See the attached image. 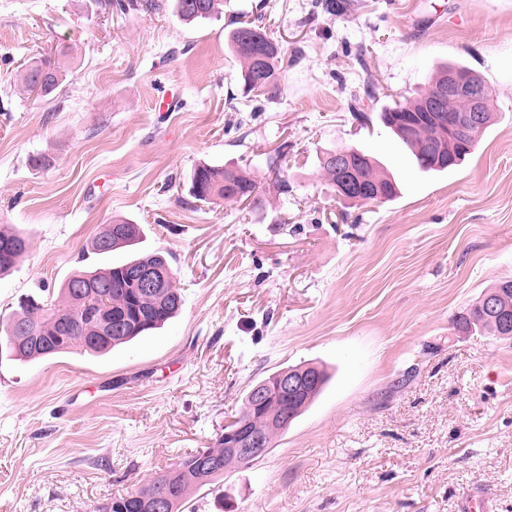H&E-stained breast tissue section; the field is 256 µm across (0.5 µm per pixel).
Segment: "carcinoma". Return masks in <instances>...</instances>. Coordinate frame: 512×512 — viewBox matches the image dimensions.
Segmentation results:
<instances>
[{
    "mask_svg": "<svg viewBox=\"0 0 512 512\" xmlns=\"http://www.w3.org/2000/svg\"><path fill=\"white\" fill-rule=\"evenodd\" d=\"M318 6L333 17L348 16L355 11V0H319ZM224 0H176L175 8L185 21L211 19L222 13ZM262 17L253 21H240L228 33V45L241 64V80L246 92L273 94L278 91L282 78L283 50L271 40L260 25ZM456 69L469 74L471 70L459 63L444 65L439 73L417 96L383 109L379 114L382 124L391 130L414 155L417 165L424 171H444L459 164L475 149L478 139L468 142L457 134L443 129L440 132L428 123L415 120L414 113L423 111V103L435 89L447 83L448 70ZM62 77L56 69L39 65L27 68L21 76V85L27 92L42 97L56 94ZM352 156L364 157L362 165L355 169L357 177L378 187L377 197L351 198L349 202L360 204L384 203L398 193L394 178L381 170L374 158H366L359 149H346ZM336 151L323 153L319 159L321 175L337 185L343 174L336 171L332 156ZM191 195L200 203L214 199L241 202L257 198V184L245 171L224 166L200 165L192 175ZM142 236L139 224L115 220L105 225L91 240L89 251L97 256L137 244ZM109 239L107 249L102 250L98 241ZM31 248L30 239L20 231L0 229V277L13 273ZM167 259L162 251L117 263L105 269L80 272L73 275L61 288L65 306L60 308L49 301L29 298L18 302V309L7 324L0 326V347L8 354L25 362L48 359L58 353L73 349L96 354H106L140 336L163 327L177 316L184 305L181 289L176 286L160 288L150 294H137L134 277ZM82 284L92 288L94 296H106L112 301V315L130 313L125 330L112 336L98 334L99 326L90 314L73 318L72 310L80 296L75 286ZM493 296L499 308L512 316V280L500 281L452 317L458 335L474 334L511 340L512 327L505 328L500 319L486 311L485 298ZM304 372L311 377L308 386L294 399L285 398L278 392L275 378L264 380L265 402L255 408L250 396H245L236 417L235 425H248L265 441V453L275 447L276 439L301 416L324 390L328 377L315 363L288 366L284 371ZM254 464L224 454L223 434H218L214 445L185 456L175 467L163 471L149 480L137 484L124 495L110 499L97 507L95 512H153L151 504L157 500L166 503L165 512H180L194 489L206 486L235 468Z\"/></svg>",
    "mask_w": 512,
    "mask_h": 512,
    "instance_id": "carcinoma-1",
    "label": "carcinoma"
}]
</instances>
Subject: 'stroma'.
I'll use <instances>...</instances> for the list:
<instances>
[{
    "label": "stroma",
    "instance_id": "stroma-1",
    "mask_svg": "<svg viewBox=\"0 0 512 512\" xmlns=\"http://www.w3.org/2000/svg\"><path fill=\"white\" fill-rule=\"evenodd\" d=\"M150 2L0 0V225L33 244L0 280V320L124 260L87 254L117 218L142 225L135 254H171L185 299L103 356L0 355V512H93L210 446L254 384L303 362L331 375L320 397L184 512H463L472 493L512 512V341L452 325L512 280V0H362L345 19L224 0L192 23ZM258 17L284 51L272 96L243 93L226 42ZM34 59L59 66L57 97L20 91ZM450 61L483 77L495 117L460 166L424 172L378 114ZM341 147L376 157L398 197L338 202L319 157ZM203 163L249 172L256 200L195 201Z\"/></svg>",
    "mask_w": 512,
    "mask_h": 512
}]
</instances>
